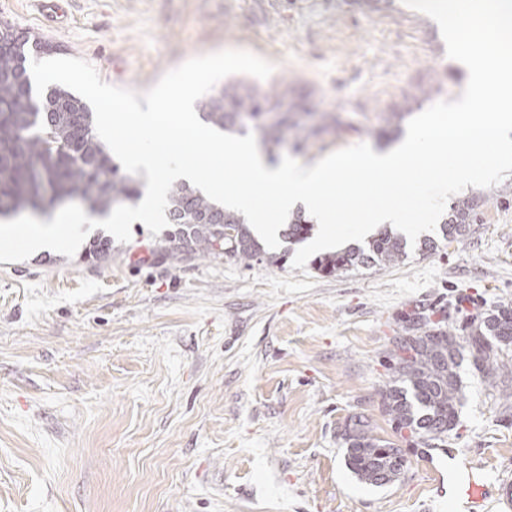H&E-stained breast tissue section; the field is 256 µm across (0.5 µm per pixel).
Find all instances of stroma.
Instances as JSON below:
<instances>
[{
	"mask_svg": "<svg viewBox=\"0 0 512 512\" xmlns=\"http://www.w3.org/2000/svg\"><path fill=\"white\" fill-rule=\"evenodd\" d=\"M72 0L45 28L30 0H0V24L59 45L111 85L148 91L186 60L228 49L274 66L311 123L336 132L274 160L312 163L361 142L391 148L392 112L460 96L467 75L437 24L402 0ZM469 229L393 267L334 277L275 259H171L144 224L108 259L48 250L0 262V512H464L448 460L487 485L512 481V361L486 377L458 368L446 442L401 437L381 391L400 337L451 334L512 304V176L468 187L446 208ZM401 448L385 487L346 465L350 420Z\"/></svg>",
	"mask_w": 512,
	"mask_h": 512,
	"instance_id": "stroma-1",
	"label": "stroma"
}]
</instances>
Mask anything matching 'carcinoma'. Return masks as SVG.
Returning a JSON list of instances; mask_svg holds the SVG:
<instances>
[{"label": "carcinoma", "instance_id": "1", "mask_svg": "<svg viewBox=\"0 0 512 512\" xmlns=\"http://www.w3.org/2000/svg\"><path fill=\"white\" fill-rule=\"evenodd\" d=\"M11 46L0 50V206L6 212L36 210L43 193L58 199L78 198L92 211L105 214L118 205H132L140 185L122 172L95 132L94 113L87 103L63 87L33 96L28 69L32 37L7 32ZM27 94L30 109L18 108ZM200 118L223 131L244 135L258 131L268 152L281 147L292 128L294 149L338 126L336 115L324 112L321 124L307 125L304 107L288 109V87L266 89L256 82L230 79L197 101ZM467 207L440 225L442 238L453 242L468 229ZM166 217L177 225L165 239L170 256L227 254L249 261L264 254L245 217L210 200L200 190L180 182L168 193ZM311 231L309 220L296 213L282 237L296 243ZM407 242L384 229L363 247H352L315 258L326 277L358 268L400 263L407 257ZM512 348V305L491 310L479 325L457 341L444 330L397 341L393 354L394 380L382 391V403L395 429L409 431L422 444L445 442L455 429L460 404L456 368L469 351L477 371L491 375L498 356ZM346 463L359 480L383 487L396 481L405 466L402 450L374 436L361 419L345 429Z\"/></svg>", "mask_w": 512, "mask_h": 512}]
</instances>
